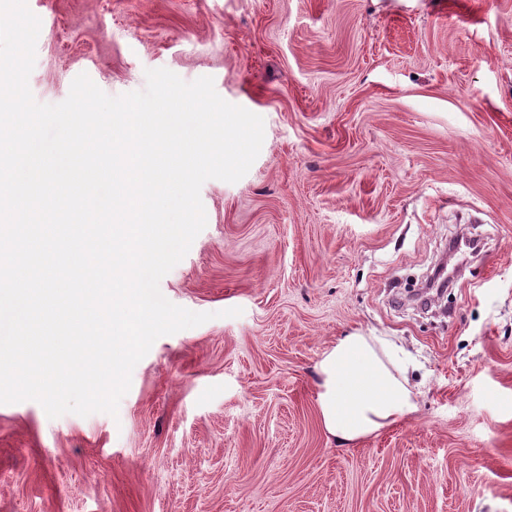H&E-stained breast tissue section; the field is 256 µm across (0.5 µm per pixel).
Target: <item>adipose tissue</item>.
<instances>
[{
    "mask_svg": "<svg viewBox=\"0 0 512 512\" xmlns=\"http://www.w3.org/2000/svg\"><path fill=\"white\" fill-rule=\"evenodd\" d=\"M317 368L322 423L335 438L355 441L417 410L407 377L379 337L342 336L322 354Z\"/></svg>",
    "mask_w": 512,
    "mask_h": 512,
    "instance_id": "1",
    "label": "adipose tissue"
}]
</instances>
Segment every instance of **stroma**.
<instances>
[{
  "mask_svg": "<svg viewBox=\"0 0 512 512\" xmlns=\"http://www.w3.org/2000/svg\"><path fill=\"white\" fill-rule=\"evenodd\" d=\"M27 4L37 102L165 68L264 141L160 282L212 320L158 338L117 415L0 404V512H512V0ZM458 224L488 245L437 319L403 285ZM351 332L401 349L419 410L342 443L316 364Z\"/></svg>",
  "mask_w": 512,
  "mask_h": 512,
  "instance_id": "35a3bbf8",
  "label": "stroma"
}]
</instances>
